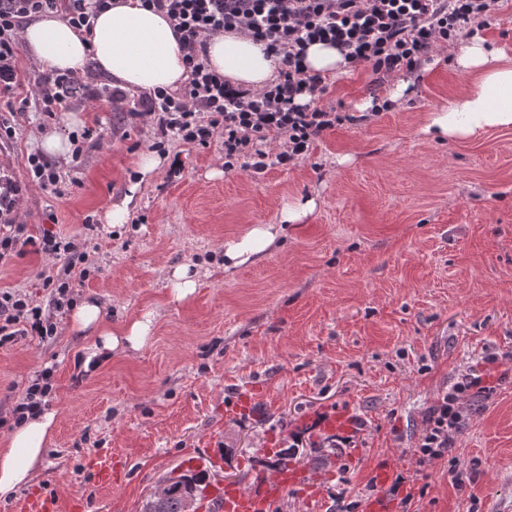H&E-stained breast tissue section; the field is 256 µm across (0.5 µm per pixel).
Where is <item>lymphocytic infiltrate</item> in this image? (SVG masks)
Returning a JSON list of instances; mask_svg holds the SVG:
<instances>
[{
	"label": "lymphocytic infiltrate",
	"mask_w": 512,
	"mask_h": 512,
	"mask_svg": "<svg viewBox=\"0 0 512 512\" xmlns=\"http://www.w3.org/2000/svg\"><path fill=\"white\" fill-rule=\"evenodd\" d=\"M144 7L165 16L186 60L188 79L176 90L157 89L143 95L134 114L155 125V149L166 140L201 148L221 138L224 168L263 171L307 159L327 132L344 123L360 124L389 111L393 103L373 95L369 113L341 115L322 106L330 83L308 73L304 49L314 42L334 46L351 67L369 73L380 86L400 72L420 71L433 51L472 33L473 23L487 17L497 0H141ZM111 0H0V91L10 92L18 79L19 32L32 18L63 11L77 29L90 28ZM243 33L261 42L274 56L278 76L263 89L239 90L212 70L206 58L211 36ZM78 83L68 73L34 79L29 96L42 111L65 108ZM39 252L62 263L56 274L43 278L48 306L27 296L0 291V344L35 332L43 340L57 334V316L73 305L69 277L89 256L57 233L45 232ZM54 367L43 368L15 402V420L36 415L56 389ZM486 375L462 374L451 391L442 393L430 410L415 445L419 465L444 459L468 415L466 397L489 394Z\"/></svg>",
	"instance_id": "1"
}]
</instances>
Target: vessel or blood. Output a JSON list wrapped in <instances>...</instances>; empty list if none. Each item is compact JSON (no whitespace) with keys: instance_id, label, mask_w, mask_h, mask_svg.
<instances>
[{"instance_id":"1","label":"vessel or blood","mask_w":512,"mask_h":512,"mask_svg":"<svg viewBox=\"0 0 512 512\" xmlns=\"http://www.w3.org/2000/svg\"><path fill=\"white\" fill-rule=\"evenodd\" d=\"M393 462L383 463L375 472L377 494L369 497L364 512H394L387 489L393 480ZM98 485L110 486L121 483L122 470L112 461L98 460L95 464ZM306 472L282 465L257 473L250 486L236 483L205 487L200 497V512H271L273 504L291 488L310 489Z\"/></svg>"}]
</instances>
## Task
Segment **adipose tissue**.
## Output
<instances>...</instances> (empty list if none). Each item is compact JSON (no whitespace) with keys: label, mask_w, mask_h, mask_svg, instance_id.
I'll return each instance as SVG.
<instances>
[{"label":"adipose tissue","mask_w":512,"mask_h":512,"mask_svg":"<svg viewBox=\"0 0 512 512\" xmlns=\"http://www.w3.org/2000/svg\"><path fill=\"white\" fill-rule=\"evenodd\" d=\"M21 43L39 69L81 74L90 64L122 89H173L186 79L183 54L168 20L137 0H113L109 9L97 14L87 34L74 29L62 13L42 15L23 28ZM207 58L212 69L243 89H262L277 75L274 58L243 34L212 37ZM455 66L471 76L472 83L431 112L421 134L468 140L489 130L512 128V55L475 37L458 49ZM316 206L312 198L282 205L279 223L259 224L239 239L219 243L225 268L256 260L282 236L285 225L301 222ZM154 325V316L147 314L121 329L105 328L98 304L90 300L76 307L69 320L70 331L97 338L84 360L88 366L103 364L116 352L142 349ZM55 423V412L45 411L14 426L0 441V498L34 483Z\"/></svg>","instance_id":"adipose-tissue-1"}]
</instances>
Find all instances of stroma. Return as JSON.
Wrapping results in <instances>:
<instances>
[{
  "label": "stroma",
  "instance_id": "1",
  "mask_svg": "<svg viewBox=\"0 0 512 512\" xmlns=\"http://www.w3.org/2000/svg\"><path fill=\"white\" fill-rule=\"evenodd\" d=\"M457 44L434 53L392 111L328 132L310 159L263 173L225 171L222 146L170 142L168 163L140 185L130 178L151 151L153 129L105 101L72 98L81 125L36 106L19 111L39 70L17 55L18 82L0 94V172L20 186L14 212L28 235L45 229L88 243L89 270L75 301H96L120 328L155 314L151 341L96 371L77 367L94 342L60 319L56 337L0 345V439L31 378L55 365L49 408L57 422L35 483L1 500L0 512L42 494L58 512H141L151 489L193 451L218 449L225 479L269 468L291 435L290 463L309 473L317 498L291 488L272 512H338V496L365 501L391 457L404 481L395 499L413 512H512V128L476 139L420 134L470 77ZM369 99L362 70L343 68L328 103L357 112ZM87 133L79 161H56L62 193L32 183L26 157L43 133ZM131 197L126 223L105 214ZM315 198V211L252 263L225 270L221 241L275 224L283 203ZM187 264L198 287L172 301L169 274ZM50 261L33 244L0 262V290L49 301ZM491 373L495 391L474 401L448 458L418 469L414 444L438 396L461 373ZM260 387L250 411L241 391ZM349 413L347 447L331 448L322 414ZM109 457L128 477L94 481ZM472 472L457 485L453 470Z\"/></svg>",
  "mask_w": 512,
  "mask_h": 512
}]
</instances>
